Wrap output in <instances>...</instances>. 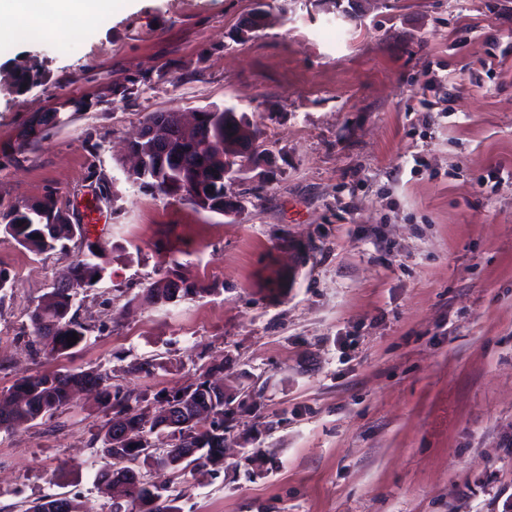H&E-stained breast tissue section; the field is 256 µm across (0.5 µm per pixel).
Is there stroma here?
Returning a JSON list of instances; mask_svg holds the SVG:
<instances>
[{
  "mask_svg": "<svg viewBox=\"0 0 512 512\" xmlns=\"http://www.w3.org/2000/svg\"><path fill=\"white\" fill-rule=\"evenodd\" d=\"M131 0L63 38L0 41V208L53 198L105 246L89 325L35 353L29 314L68 261L0 235V392L96 369L145 397L206 377L235 409L224 462L140 469L181 512H512V0ZM42 79L9 86L18 65ZM80 111H73V104ZM229 106L276 172L224 216L126 171L145 113ZM46 112L65 124L33 136ZM176 268L205 287L141 290ZM153 362L151 373L138 371ZM98 390L0 429V512L47 494L110 512ZM174 277V279L170 278ZM180 283V285H179ZM206 292L205 288L189 282L175 272H169L161 279L143 289V298L153 304H166L186 298H193Z\"/></svg>",
  "mask_w": 512,
  "mask_h": 512,
  "instance_id": "35a3bbf8",
  "label": "stroma"
}]
</instances>
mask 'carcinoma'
I'll return each mask as SVG.
<instances>
[{
	"mask_svg": "<svg viewBox=\"0 0 512 512\" xmlns=\"http://www.w3.org/2000/svg\"><path fill=\"white\" fill-rule=\"evenodd\" d=\"M240 124L249 126L245 116L231 107L215 105L204 112L198 127L175 136L173 152L179 162L164 164L152 158L143 170L128 172V177L161 196H169V188L179 184L185 188L182 199L192 204L199 193L210 202L220 201L224 198V167L239 173L248 161L231 148ZM0 231L36 255L55 252L70 259L64 277L53 283L51 291L29 314L35 352L61 355L71 349L67 337L74 333L77 343L85 341L89 328L73 311L74 299L77 290L95 286L94 277L105 279L107 267L102 262V248L96 249L90 244L85 252L71 253L68 242L83 234L82 225L72 223L50 200L1 210ZM205 292L206 289L172 272L143 289V298L153 304H166ZM78 386L102 389L106 403L118 416L117 423L130 432L128 442L116 444L112 442V423L109 422L97 440L103 456L121 465L120 475L131 483V510L180 512L178 488L150 491L147 482L132 472L130 463L138 459L139 449L149 447L150 435L162 432L175 437L176 444L159 449L156 462L176 472L189 466L204 469L216 462L218 449L224 447V433L230 430L224 426L226 417L231 414L228 404L224 403V391L205 378L174 392L175 404L200 405L211 414V419L197 420L176 432L159 422L144 423L134 411V405L142 396L108 384V376L101 372L37 373L0 393V429L9 430L54 417L69 404L71 390Z\"/></svg>",
	"mask_w": 512,
	"mask_h": 512,
	"instance_id": "obj_1",
	"label": "carcinoma"
}]
</instances>
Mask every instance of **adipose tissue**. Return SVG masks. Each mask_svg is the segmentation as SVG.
Segmentation results:
<instances>
[{"label": "adipose tissue", "instance_id": "1", "mask_svg": "<svg viewBox=\"0 0 512 512\" xmlns=\"http://www.w3.org/2000/svg\"><path fill=\"white\" fill-rule=\"evenodd\" d=\"M112 0H0V40L20 32L38 38L63 37L62 18L96 17L110 9Z\"/></svg>", "mask_w": 512, "mask_h": 512}]
</instances>
